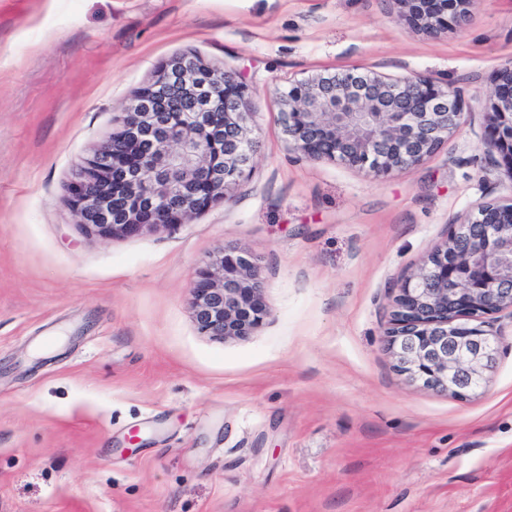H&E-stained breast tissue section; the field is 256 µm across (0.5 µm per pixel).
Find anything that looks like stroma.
<instances>
[{
  "mask_svg": "<svg viewBox=\"0 0 512 512\" xmlns=\"http://www.w3.org/2000/svg\"><path fill=\"white\" fill-rule=\"evenodd\" d=\"M400 0H0V512H512V314L464 398L401 374L397 284L512 175L481 143L512 0L433 36ZM235 72L257 155L181 224L104 238L74 171L174 56ZM358 67L460 90L448 143L386 177L290 150L279 93ZM248 251L270 314L197 330L189 284Z\"/></svg>",
  "mask_w": 512,
  "mask_h": 512,
  "instance_id": "35a3bbf8",
  "label": "stroma"
}]
</instances>
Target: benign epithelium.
<instances>
[{
    "label": "benign epithelium",
    "mask_w": 512,
    "mask_h": 512,
    "mask_svg": "<svg viewBox=\"0 0 512 512\" xmlns=\"http://www.w3.org/2000/svg\"><path fill=\"white\" fill-rule=\"evenodd\" d=\"M406 20L436 34L462 21L471 0H402ZM461 94L428 76L391 79L350 68L317 74L281 91L291 149L390 175L423 161L459 127ZM246 89L191 53L173 58L114 116L103 148L75 171L78 222L100 236L130 237L180 224L230 201L256 152ZM483 152L512 173V62L499 70ZM385 330L397 367L414 381L463 398L493 368L492 315L512 311V203L483 202L419 270L396 285ZM189 293L198 331L243 338L268 316L257 264L223 250L197 270Z\"/></svg>",
    "instance_id": "benign-epithelium-1"
}]
</instances>
